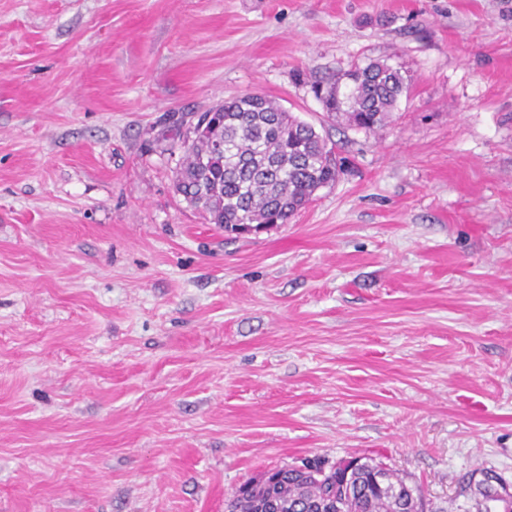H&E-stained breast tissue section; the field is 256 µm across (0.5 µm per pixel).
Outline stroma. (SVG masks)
<instances>
[{
	"label": "stroma",
	"mask_w": 512,
	"mask_h": 512,
	"mask_svg": "<svg viewBox=\"0 0 512 512\" xmlns=\"http://www.w3.org/2000/svg\"><path fill=\"white\" fill-rule=\"evenodd\" d=\"M386 59L391 122L311 84ZM276 98L346 160L227 234L177 130ZM381 462L423 512L512 494V0H0V512H225Z\"/></svg>",
	"instance_id": "35a3bbf8"
}]
</instances>
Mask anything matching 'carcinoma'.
I'll use <instances>...</instances> for the list:
<instances>
[{
  "instance_id": "carcinoma-1",
  "label": "carcinoma",
  "mask_w": 512,
  "mask_h": 512,
  "mask_svg": "<svg viewBox=\"0 0 512 512\" xmlns=\"http://www.w3.org/2000/svg\"><path fill=\"white\" fill-rule=\"evenodd\" d=\"M327 112L347 126L372 131L387 123L410 85L403 66L387 60L353 64L328 83L312 84ZM224 141V151L212 143ZM174 188L212 224L234 233L240 224H286L334 184L341 168L316 129L263 94H245L201 114L180 141ZM227 503V512H416L414 489L372 460L350 476L331 467L315 477L278 469Z\"/></svg>"
}]
</instances>
